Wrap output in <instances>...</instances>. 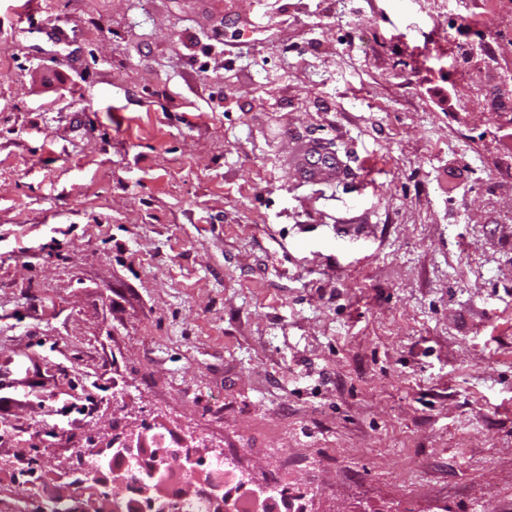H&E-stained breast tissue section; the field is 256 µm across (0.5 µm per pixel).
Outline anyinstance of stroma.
Listing matches in <instances>:
<instances>
[{
  "mask_svg": "<svg viewBox=\"0 0 512 512\" xmlns=\"http://www.w3.org/2000/svg\"><path fill=\"white\" fill-rule=\"evenodd\" d=\"M509 115L512 0H0V505L120 428L512 512ZM293 163L299 176L308 182H337L346 175V167L337 153L328 151L317 139L298 143Z\"/></svg>",
  "mask_w": 512,
  "mask_h": 512,
  "instance_id": "obj_1",
  "label": "stroma"
}]
</instances>
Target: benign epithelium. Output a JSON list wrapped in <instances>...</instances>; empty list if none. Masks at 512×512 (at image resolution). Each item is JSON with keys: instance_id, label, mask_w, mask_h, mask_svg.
Returning <instances> with one entry per match:
<instances>
[{"instance_id": "obj_1", "label": "benign epithelium", "mask_w": 512, "mask_h": 512, "mask_svg": "<svg viewBox=\"0 0 512 512\" xmlns=\"http://www.w3.org/2000/svg\"><path fill=\"white\" fill-rule=\"evenodd\" d=\"M97 464L92 474L78 466L69 470L67 492L53 495L56 504H72L76 512H119L121 501H133L152 507L151 512H170L176 498L202 497L210 512H226L234 494L247 503L249 512H278V505L267 496V489L241 481L226 493L224 474L200 471L199 448L185 440L179 448L164 447V439L154 438L148 446L143 434L126 431L112 438V444L96 453ZM136 460L143 465L140 478L132 482L123 470L114 467L116 459Z\"/></svg>"}]
</instances>
